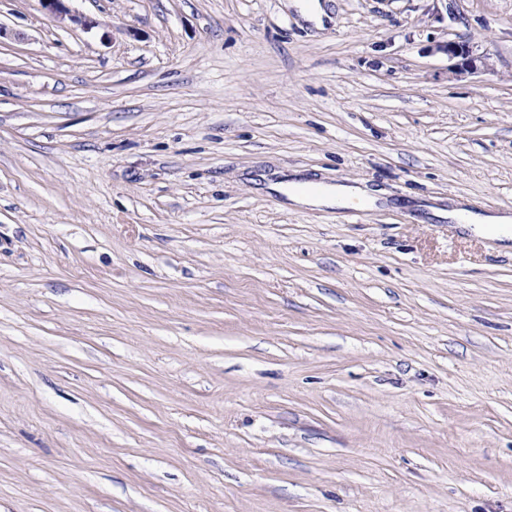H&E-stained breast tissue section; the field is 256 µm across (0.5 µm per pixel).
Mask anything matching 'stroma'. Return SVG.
<instances>
[{
  "mask_svg": "<svg viewBox=\"0 0 512 512\" xmlns=\"http://www.w3.org/2000/svg\"><path fill=\"white\" fill-rule=\"evenodd\" d=\"M70 7L0 0V512H512V0ZM51 20L63 23L69 21L86 29L94 27V22L84 16L71 13L65 2L69 0H40ZM288 6L295 9L301 19L306 23L312 24L318 29H322L326 20L331 21L327 8L320 0H290ZM441 50L448 54L450 59L460 58L459 62L455 65L456 74L475 73L479 66L477 61L480 62L482 68H488L485 58L474 57L472 50L466 42L453 41L441 47ZM262 178L266 180V186L269 190L284 193L293 205L298 206H333L352 196H354V198L365 197L363 194L366 193L361 190L351 192L345 187H326L322 184H314L300 180L284 183L283 181L267 179L265 175H262Z\"/></svg>",
  "mask_w": 512,
  "mask_h": 512,
  "instance_id": "obj_1",
  "label": "stroma"
}]
</instances>
